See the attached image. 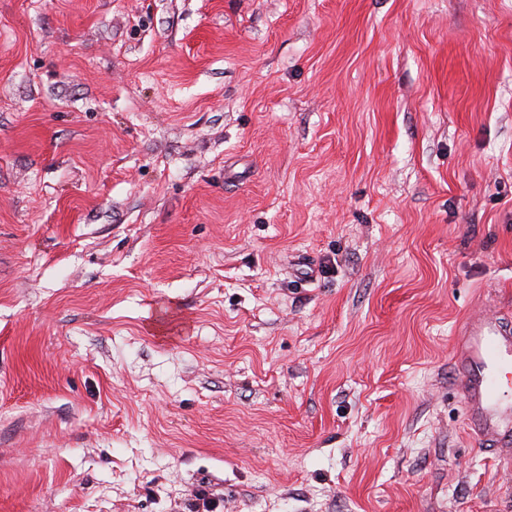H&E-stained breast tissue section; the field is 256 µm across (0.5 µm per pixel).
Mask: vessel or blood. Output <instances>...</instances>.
I'll list each match as a JSON object with an SVG mask.
<instances>
[{"label": "vessel or blood", "mask_w": 512, "mask_h": 512, "mask_svg": "<svg viewBox=\"0 0 512 512\" xmlns=\"http://www.w3.org/2000/svg\"><path fill=\"white\" fill-rule=\"evenodd\" d=\"M452 357L474 437L502 448L512 446V402L505 398L512 384V326L489 309L472 310L452 346Z\"/></svg>", "instance_id": "1"}]
</instances>
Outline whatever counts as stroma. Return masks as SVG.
<instances>
[{"instance_id": "1", "label": "stroma", "mask_w": 512, "mask_h": 512, "mask_svg": "<svg viewBox=\"0 0 512 512\" xmlns=\"http://www.w3.org/2000/svg\"><path fill=\"white\" fill-rule=\"evenodd\" d=\"M478 305L512 0H0V512H512ZM460 339L452 346L458 387L469 426L481 442L499 448L512 444V403L505 399L512 374V326L497 313L478 307L465 318Z\"/></svg>"}]
</instances>
